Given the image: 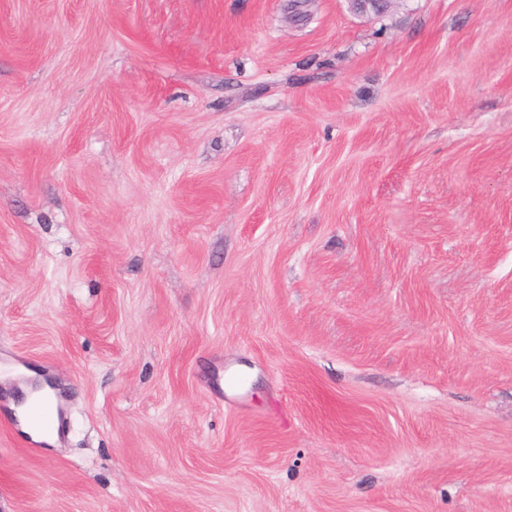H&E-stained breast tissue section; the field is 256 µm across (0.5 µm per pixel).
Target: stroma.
<instances>
[{
    "label": "stroma",
    "instance_id": "obj_1",
    "mask_svg": "<svg viewBox=\"0 0 512 512\" xmlns=\"http://www.w3.org/2000/svg\"><path fill=\"white\" fill-rule=\"evenodd\" d=\"M0 512H512V0H0ZM38 386L35 389H32L31 384L22 391H24L23 399L21 403L17 406L15 400L11 402L10 408L15 412V416H17L21 431L30 436L31 440L34 442H45L46 444H55L58 436L56 432L51 434H41L34 430H32L24 420L25 412L29 406V404L36 398H46L52 401L54 404L58 403L57 397V389L51 387L46 381H43L41 377H37Z\"/></svg>",
    "mask_w": 512,
    "mask_h": 512
}]
</instances>
